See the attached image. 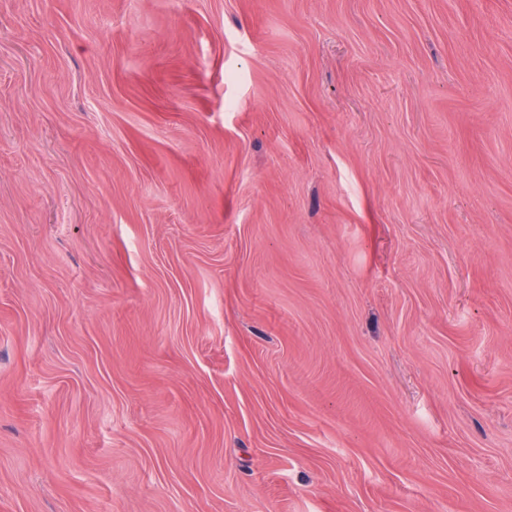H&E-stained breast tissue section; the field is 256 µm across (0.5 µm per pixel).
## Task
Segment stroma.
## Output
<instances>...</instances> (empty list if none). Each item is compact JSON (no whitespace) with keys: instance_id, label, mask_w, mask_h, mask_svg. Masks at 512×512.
Instances as JSON below:
<instances>
[{"instance_id":"obj_1","label":"stroma","mask_w":512,"mask_h":512,"mask_svg":"<svg viewBox=\"0 0 512 512\" xmlns=\"http://www.w3.org/2000/svg\"><path fill=\"white\" fill-rule=\"evenodd\" d=\"M0 512H512V0H0Z\"/></svg>"}]
</instances>
